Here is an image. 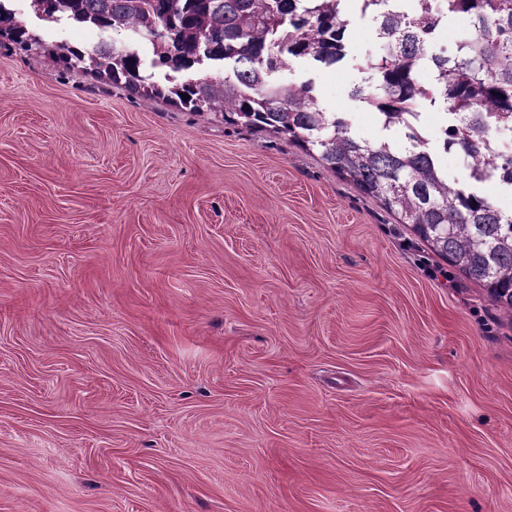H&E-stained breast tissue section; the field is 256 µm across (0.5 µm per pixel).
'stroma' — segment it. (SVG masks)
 Returning a JSON list of instances; mask_svg holds the SVG:
<instances>
[{
	"mask_svg": "<svg viewBox=\"0 0 512 512\" xmlns=\"http://www.w3.org/2000/svg\"><path fill=\"white\" fill-rule=\"evenodd\" d=\"M291 61L366 138V19ZM0 36V512H512V321L288 136Z\"/></svg>",
	"mask_w": 512,
	"mask_h": 512,
	"instance_id": "stroma-1",
	"label": "stroma"
}]
</instances>
